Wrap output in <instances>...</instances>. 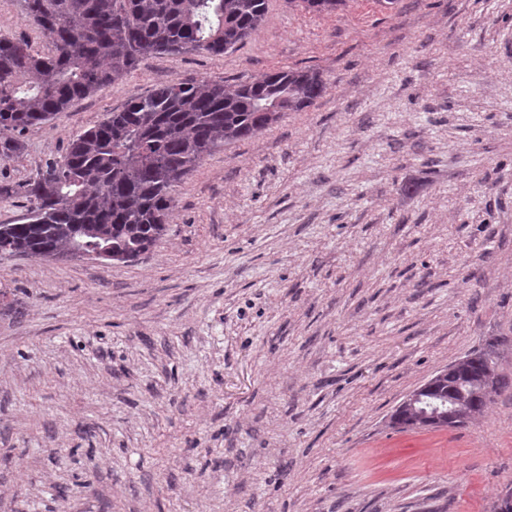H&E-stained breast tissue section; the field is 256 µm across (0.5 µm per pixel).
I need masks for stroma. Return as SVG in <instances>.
<instances>
[{
    "label": "stroma",
    "instance_id": "1",
    "mask_svg": "<svg viewBox=\"0 0 512 512\" xmlns=\"http://www.w3.org/2000/svg\"><path fill=\"white\" fill-rule=\"evenodd\" d=\"M0 35L47 39L21 0ZM312 68L130 262L0 255V512H493L512 492V0H268L224 55L155 54L21 132L24 182L131 98ZM493 338L508 386L401 431Z\"/></svg>",
    "mask_w": 512,
    "mask_h": 512
}]
</instances>
